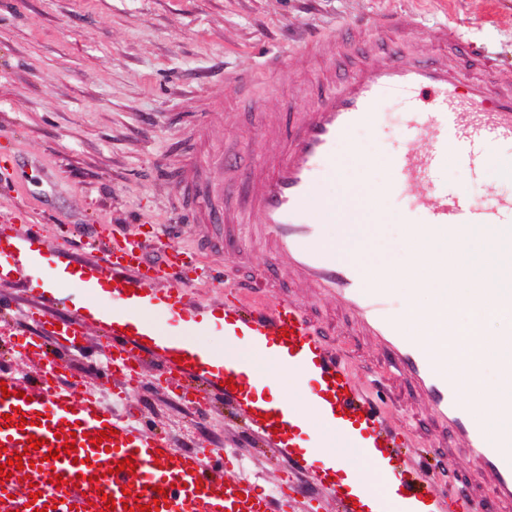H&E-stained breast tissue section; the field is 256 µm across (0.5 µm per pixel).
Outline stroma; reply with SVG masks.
Returning <instances> with one entry per match:
<instances>
[{
    "label": "stroma",
    "mask_w": 512,
    "mask_h": 512,
    "mask_svg": "<svg viewBox=\"0 0 512 512\" xmlns=\"http://www.w3.org/2000/svg\"><path fill=\"white\" fill-rule=\"evenodd\" d=\"M394 12L411 13L419 28L406 53L432 55L429 31L454 20L460 39L483 43L512 71V0H0V159L37 160L50 174L0 182V206L15 210L20 225L34 215L44 238L59 243L43 251L35 274L0 282L13 320L38 306L68 314L61 298L79 293L69 272L99 258L90 233L180 225L178 236L149 251L152 261L196 243L205 204L190 174L223 179L220 163L231 152L266 161L276 143L265 128L286 124L289 107L312 106L329 82L328 62L309 42L341 41L342 26L361 24L365 51L377 56L380 21ZM410 120L405 99L383 102L369 134L339 146L345 179L323 178L320 191L334 197L347 185L388 182ZM432 190L493 198L512 194V179L474 182L445 168ZM405 207L400 195H386L384 222L361 255L366 265L396 274L409 263ZM278 285L331 329L355 381L372 391L394 433L407 435L412 463L437 476L454 468L449 494L491 499L490 477L463 452L443 447L425 401L392 373L383 346L352 334L354 320L341 304L294 282L288 269ZM86 332L67 373L94 392L112 385L103 370L110 347L94 318ZM155 370L143 365L141 387L113 412L177 436L181 451L236 450V472L263 492L293 494L297 512H336L301 462L265 446L246 415L177 405L180 375L160 384Z\"/></svg>",
    "instance_id": "obj_1"
}]
</instances>
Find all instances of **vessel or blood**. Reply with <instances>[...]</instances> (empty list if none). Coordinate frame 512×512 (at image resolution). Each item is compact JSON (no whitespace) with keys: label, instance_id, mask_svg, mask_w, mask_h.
Masks as SVG:
<instances>
[{"label":"vessel or blood","instance_id":"1","mask_svg":"<svg viewBox=\"0 0 512 512\" xmlns=\"http://www.w3.org/2000/svg\"><path fill=\"white\" fill-rule=\"evenodd\" d=\"M394 39L382 42V63L362 59L364 29L345 28L351 52L342 59L335 82L320 88L313 107L294 113L288 126L276 131L283 142L282 154L267 166L235 153L225 156L224 168L235 180L251 183L249 208L257 219L261 237L272 243L267 276L288 265L320 295L340 299L352 312L357 326L379 337L390 364L399 376L422 396L434 422L453 443H462L494 485L496 504L512 502V461L502 456L512 447V428L490 434L485 423L462 396L449 376L447 364L418 341L410 339L401 323L402 308L387 288L371 285L372 270L356 258L337 257L325 239V225L335 223L333 209L317 203L318 184L324 174L336 171L339 141L357 127L368 125L380 102L394 93L411 97L415 118L406 149L393 160L390 192L408 197L407 215H422L425 223L451 232L478 224H512V195L492 199L472 196H436L432 185L437 172L460 166L471 179H479L496 159L494 146L512 140V81L503 80L486 48L479 43L454 38L447 28L431 31L438 47L430 59L405 56L401 42L414 35L412 16L394 14L383 21ZM429 135L426 150H419L420 135ZM202 199L209 203L215 226L204 231L191 250L163 253L160 260L146 256L149 247L175 236L177 225H153L139 233L101 235V263L82 271L77 279L84 292L109 289L112 306L104 317L135 319L139 305L163 307L173 313L186 309V271L197 278L223 282V271L207 267V252L224 243V213L207 183H199ZM43 237L37 225L19 230L0 225V281L11 280L32 265ZM262 281L247 277L229 284L231 304L222 305L224 321L236 335L252 337L254 343L285 348L283 359L289 372L312 383V391L329 405L343 428L355 429L373 448L395 455L393 432L370 395L353 385L346 367L334 351L323 347L322 329L304 315L296 299L267 300ZM141 295L132 301L131 292ZM8 334L14 346L37 356L42 367L33 381H24L0 368L9 397L0 396V415H10L12 425L0 426V464L28 451L30 462L22 474L35 482L38 498L17 491L13 479L0 478V512H101L105 498H113L115 512H137L138 505L150 512H288L287 496L258 492L256 485L238 476L231 467L233 452H179L171 437L138 427L106 410L91 395H80L77 383L65 371L73 354L82 351L85 321L77 314L61 318L48 308L28 312L27 321L13 324ZM54 344H46L44 335ZM111 354L106 371L115 375L112 392L126 394L136 371L134 362H145L154 350L125 332L109 329ZM182 361L173 355L161 360L162 369L200 379L204 408L221 400L242 405L245 391L254 388L257 376L239 362H225L213 370L210 357L189 346ZM233 387H226V380ZM255 421L258 433L283 450L298 443L292 409L280 403ZM98 430L112 431L106 446H94L88 436ZM43 441L29 450L30 437ZM74 440L73 453H63L67 440ZM60 450L57 459L49 458ZM132 459L134 471H117L119 460ZM62 476L63 486L51 479ZM428 479L416 477L406 483L398 499L381 498L382 512H399L402 501H421L437 495Z\"/></svg>","mask_w":512,"mask_h":512}]
</instances>
